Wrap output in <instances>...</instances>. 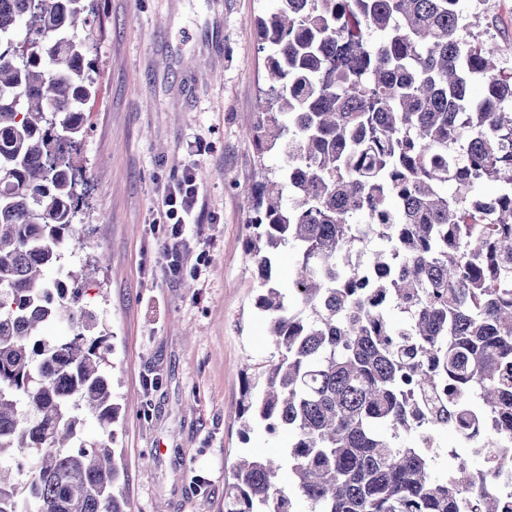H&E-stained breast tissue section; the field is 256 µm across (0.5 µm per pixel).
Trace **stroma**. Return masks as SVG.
Listing matches in <instances>:
<instances>
[{
	"label": "stroma",
	"mask_w": 512,
	"mask_h": 512,
	"mask_svg": "<svg viewBox=\"0 0 512 512\" xmlns=\"http://www.w3.org/2000/svg\"><path fill=\"white\" fill-rule=\"evenodd\" d=\"M273 0H95L97 95L80 163L89 185L73 262H93L82 302L108 334L113 446L132 512H225L242 451L276 456L284 438L239 435L246 359H269L268 322L245 253L260 177L244 126L264 105L255 19ZM471 33L512 67V0H462ZM196 170L202 205L170 275L161 200Z\"/></svg>",
	"instance_id": "35a3bbf8"
}]
</instances>
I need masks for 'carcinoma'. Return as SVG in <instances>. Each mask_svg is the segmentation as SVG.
<instances>
[{
	"mask_svg": "<svg viewBox=\"0 0 512 512\" xmlns=\"http://www.w3.org/2000/svg\"><path fill=\"white\" fill-rule=\"evenodd\" d=\"M92 2L0 0V512H129L107 336L80 305L90 264L63 262ZM276 2L256 19L246 241L275 357L245 364L240 417L244 439L261 426L288 447L238 459L226 512H503L488 482L512 470V68L461 0ZM461 425L483 451L439 472L423 436Z\"/></svg>",
	"mask_w": 512,
	"mask_h": 512,
	"instance_id": "obj_1",
	"label": "carcinoma"
}]
</instances>
